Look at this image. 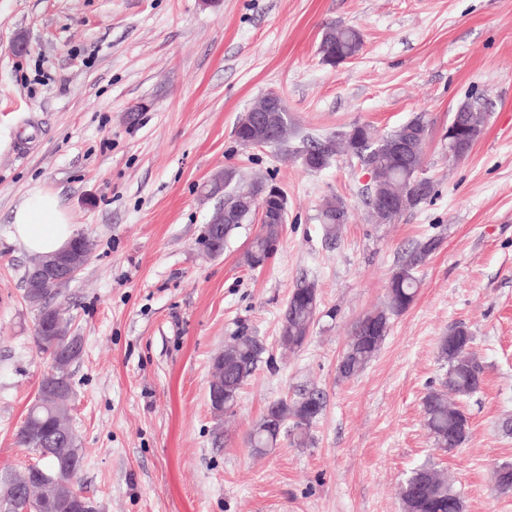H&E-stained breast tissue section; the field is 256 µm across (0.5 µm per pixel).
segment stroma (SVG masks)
<instances>
[{
	"label": "stroma",
	"mask_w": 512,
	"mask_h": 512,
	"mask_svg": "<svg viewBox=\"0 0 512 512\" xmlns=\"http://www.w3.org/2000/svg\"><path fill=\"white\" fill-rule=\"evenodd\" d=\"M331 26L363 40L335 67L320 53ZM20 35L28 50L17 54ZM270 92L288 107L283 146L242 147L238 119ZM466 101L480 103L485 131L455 159L444 134ZM421 112L432 194L393 223L371 222L368 175L347 155L319 172L298 156L352 124L384 133ZM5 132L0 472L33 458L15 434L50 366L24 299L32 255L9 226L40 184L95 242L62 303L84 342L69 407L96 512H401V488L423 464L448 477L464 512H512L493 478L512 464V0H0ZM227 167L288 201L279 248L255 270L242 258L257 222L219 256L202 244L219 204L203 186ZM334 197L349 218L330 243L318 214ZM433 236L442 244L418 270L415 303L372 361L341 378L355 324ZM305 282L319 313L291 352L278 342L281 315ZM460 324L483 383L458 400L470 431L445 451L422 402L445 372L440 340ZM242 333L265 351L218 421L212 360ZM306 391L323 398L307 446L284 433L253 453L247 439L268 405Z\"/></svg>",
	"instance_id": "stroma-1"
}]
</instances>
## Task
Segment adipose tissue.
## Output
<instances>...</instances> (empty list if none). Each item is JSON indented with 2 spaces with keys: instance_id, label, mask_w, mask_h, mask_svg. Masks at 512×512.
<instances>
[{
  "instance_id": "1",
  "label": "adipose tissue",
  "mask_w": 512,
  "mask_h": 512,
  "mask_svg": "<svg viewBox=\"0 0 512 512\" xmlns=\"http://www.w3.org/2000/svg\"><path fill=\"white\" fill-rule=\"evenodd\" d=\"M11 225L13 241L37 254L64 248L74 235L69 210L59 192L39 185L14 209Z\"/></svg>"
}]
</instances>
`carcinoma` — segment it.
<instances>
[{"mask_svg": "<svg viewBox=\"0 0 512 512\" xmlns=\"http://www.w3.org/2000/svg\"><path fill=\"white\" fill-rule=\"evenodd\" d=\"M362 48V37L352 27H330L321 40L322 61L340 60L356 56ZM429 120L426 114L419 113L395 130L380 134L369 124L351 125L350 136L336 140L328 138L309 147L313 151L307 168L320 171L330 165L336 155V144L346 148L352 159L362 167H373L382 179L386 192L394 196L412 197L417 193L416 181L423 166V154L414 153L406 159L396 157L390 146L411 132L426 130ZM252 217L243 209L232 224L211 225L206 230L205 245L213 250L214 245L226 242L234 230ZM348 220L345 203L330 199L324 203L320 221L324 226L325 238L336 239L338 227ZM283 233L281 224H263L244 253V263L250 267L265 266L277 251ZM441 245L437 237H429L408 252L399 268L393 272L386 292L384 306L361 318L355 325L350 342L339 363V373L343 378L358 374L376 355L389 333L391 320L405 313L415 302L420 281L415 270L421 266ZM61 295L53 287L43 289V305L36 310L37 318L34 333L57 315H65L56 300ZM319 310V296L313 283L299 285L291 294L281 318L279 340L281 346L290 351L300 348ZM231 347L238 352V358L224 365V381L233 385V393L238 395L244 383L256 370L264 353L263 345L254 337L239 335L233 337ZM474 338L463 325L451 328L440 341L438 354L447 365L440 387L430 390L423 399V412L428 429L437 447L450 451L459 447L467 437L468 417L456 406L448 404L447 392L459 398L475 394L482 383V366L472 351ZM50 376L44 375L37 395L28 408L27 418L19 427L15 442L18 447L32 453L44 455L42 470L53 473L58 467V459L52 449L64 448L67 444L78 445L75 434L68 436L53 434L50 429L59 418L58 400L45 394ZM275 414L288 430L292 441L303 446L309 440V429L323 409L320 394L308 392L297 398H282L272 403ZM277 441L275 434L266 430L254 429L248 437L249 447L261 452L273 447ZM54 494L51 483L44 479L32 484L28 495L18 506V512H50L47 507ZM402 512H463L462 499L453 485L436 469L423 465L411 472L402 488Z\"/></svg>", "mask_w": 512, "mask_h": 512, "instance_id": "carcinoma-1", "label": "carcinoma"}]
</instances>
